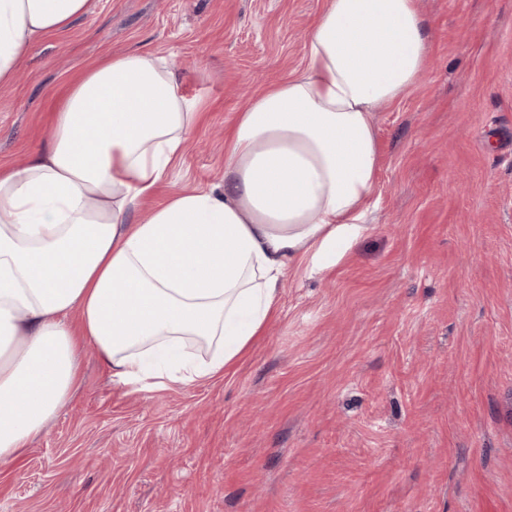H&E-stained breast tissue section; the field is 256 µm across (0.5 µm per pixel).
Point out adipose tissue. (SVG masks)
<instances>
[{
    "mask_svg": "<svg viewBox=\"0 0 512 512\" xmlns=\"http://www.w3.org/2000/svg\"><path fill=\"white\" fill-rule=\"evenodd\" d=\"M90 8L0 0V88L43 35ZM429 46L419 0H326L303 69L238 112L223 190H182L148 212L198 103L165 55L124 52L85 70L46 147L0 166V461L69 403L86 345L141 390L234 365L289 271L322 273L368 232L375 112L415 86Z\"/></svg>",
    "mask_w": 512,
    "mask_h": 512,
    "instance_id": "obj_1",
    "label": "adipose tissue"
}]
</instances>
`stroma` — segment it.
Here are the masks:
<instances>
[{
	"mask_svg": "<svg viewBox=\"0 0 512 512\" xmlns=\"http://www.w3.org/2000/svg\"><path fill=\"white\" fill-rule=\"evenodd\" d=\"M426 71L377 112L369 232L289 274L224 376L146 391L87 349L0 464V512H512V0H419ZM326 0H93L0 89V166L100 59L174 56L202 118L144 208L224 173L237 112L305 65Z\"/></svg>",
	"mask_w": 512,
	"mask_h": 512,
	"instance_id": "1",
	"label": "stroma"
}]
</instances>
